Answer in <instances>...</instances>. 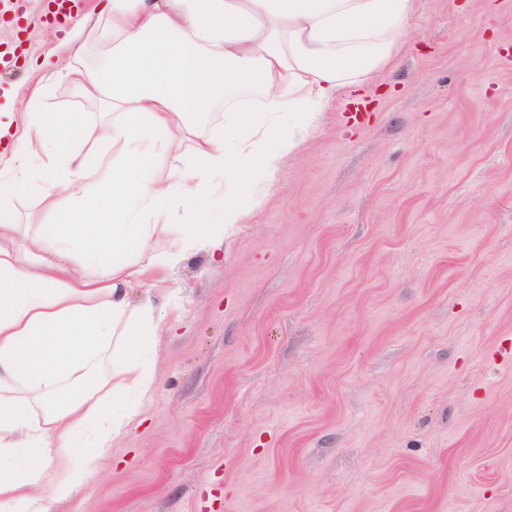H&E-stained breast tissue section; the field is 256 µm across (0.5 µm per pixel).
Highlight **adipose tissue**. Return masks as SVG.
I'll use <instances>...</instances> for the list:
<instances>
[{
  "mask_svg": "<svg viewBox=\"0 0 512 512\" xmlns=\"http://www.w3.org/2000/svg\"><path fill=\"white\" fill-rule=\"evenodd\" d=\"M413 19L414 0H106L112 52L93 70L73 29L58 61L112 116L92 136L34 110L0 176V512H47L97 476L153 385L162 316L132 289L203 239L223 261L225 228L331 101L395 60ZM220 106L232 123L196 132ZM110 148L120 161L102 165ZM35 181L42 221L16 223L2 203Z\"/></svg>",
  "mask_w": 512,
  "mask_h": 512,
  "instance_id": "adipose-tissue-1",
  "label": "adipose tissue"
}]
</instances>
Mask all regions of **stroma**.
<instances>
[{
	"label": "stroma",
	"mask_w": 512,
	"mask_h": 512,
	"mask_svg": "<svg viewBox=\"0 0 512 512\" xmlns=\"http://www.w3.org/2000/svg\"><path fill=\"white\" fill-rule=\"evenodd\" d=\"M48 0L0 9V124L54 68ZM393 64L341 94L261 204L160 273L139 423L49 512H512V0H416Z\"/></svg>",
	"instance_id": "stroma-1"
}]
</instances>
